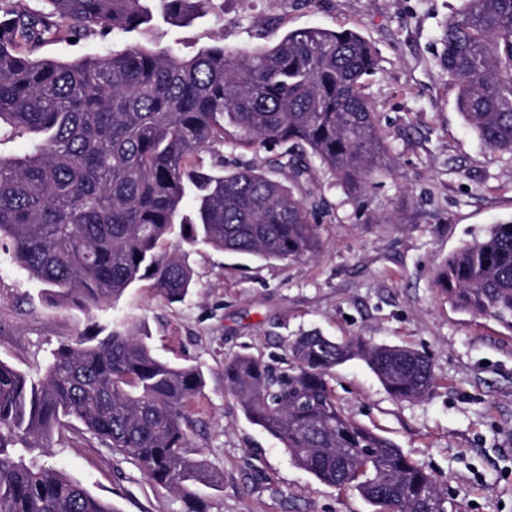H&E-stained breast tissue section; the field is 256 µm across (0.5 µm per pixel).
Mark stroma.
Returning <instances> with one entry per match:
<instances>
[{
    "label": "stroma",
    "instance_id": "obj_1",
    "mask_svg": "<svg viewBox=\"0 0 512 512\" xmlns=\"http://www.w3.org/2000/svg\"><path fill=\"white\" fill-rule=\"evenodd\" d=\"M214 13L173 26L156 19L131 37L57 41L41 56L77 58L134 42L192 54L214 40L226 48L277 43L304 27L349 29L377 50L364 92L395 160L374 175L362 202L312 162L309 188L321 247L303 261L261 260L198 243L187 260L195 286L181 302L151 280L86 312L56 306L0 246V361L44 374L66 339L107 335L117 325L147 334L165 361L198 368L204 387L188 405L191 446L223 475L200 487L207 512H373L351 488L319 483L282 445L250 423L224 387V362L240 354L286 368L289 340L309 330L362 336L414 349L432 362L436 386L423 401L386 392L360 361L337 367L330 385L345 412L433 471L448 512H512V331L454 308L435 283L448 257L512 221V154L484 149L456 106L458 89L438 64L442 25L465 0H213ZM228 128L204 150L205 168H257L284 180L281 147L241 146ZM50 463L119 512H186L158 486L87 433L51 438Z\"/></svg>",
    "mask_w": 512,
    "mask_h": 512
}]
</instances>
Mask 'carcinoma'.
<instances>
[{"mask_svg":"<svg viewBox=\"0 0 512 512\" xmlns=\"http://www.w3.org/2000/svg\"><path fill=\"white\" fill-rule=\"evenodd\" d=\"M42 2L0 0V143L26 142L21 157L0 153V241L57 305L90 312L144 278L180 302L194 284L185 242L264 260L311 258L320 249L305 202L311 160L355 193L393 170L362 82L378 55L354 31L301 28L257 49L217 41L190 57L130 44L59 61L35 53L61 38L132 33L154 12L190 20L209 0ZM439 41L466 124L486 149L512 154V0H467ZM227 124L243 145L286 146L288 182L260 169L207 171L198 154L224 141ZM435 282L454 307L512 329V222L451 255ZM288 348L280 374L254 356L224 362V384L246 418L295 465L324 485L354 488L374 512H447L434 474L345 415L329 385L336 366L357 359L392 397L425 400L435 387L429 358L319 332ZM202 386L199 370L161 360L121 327L64 341L37 380L0 361V512H118L31 458L48 453L66 418L175 492L188 512H203L196 487L217 489L222 477L189 451L186 407Z\"/></svg>","mask_w":512,"mask_h":512,"instance_id":"1","label":"carcinoma"}]
</instances>
